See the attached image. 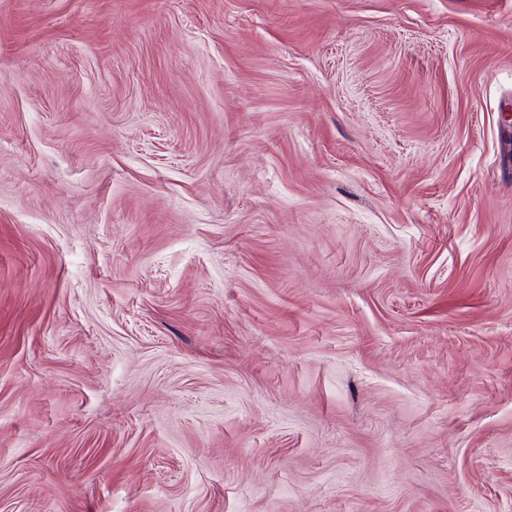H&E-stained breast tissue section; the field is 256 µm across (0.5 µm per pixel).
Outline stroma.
<instances>
[{
  "instance_id": "obj_1",
  "label": "stroma",
  "mask_w": 512,
  "mask_h": 512,
  "mask_svg": "<svg viewBox=\"0 0 512 512\" xmlns=\"http://www.w3.org/2000/svg\"><path fill=\"white\" fill-rule=\"evenodd\" d=\"M512 0H0V512H512Z\"/></svg>"
}]
</instances>
